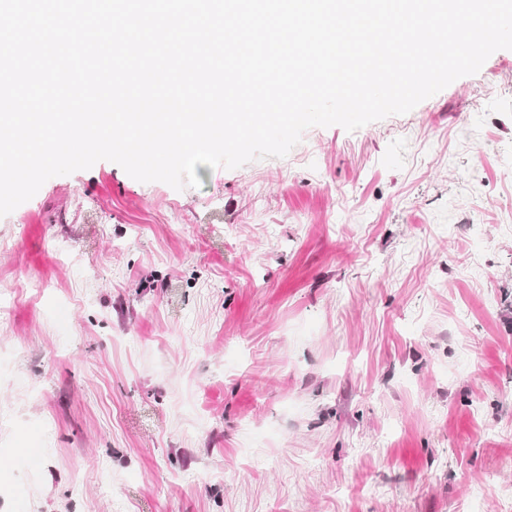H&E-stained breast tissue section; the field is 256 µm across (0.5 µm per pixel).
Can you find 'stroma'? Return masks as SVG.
Returning a JSON list of instances; mask_svg holds the SVG:
<instances>
[{
  "label": "stroma",
  "mask_w": 512,
  "mask_h": 512,
  "mask_svg": "<svg viewBox=\"0 0 512 512\" xmlns=\"http://www.w3.org/2000/svg\"><path fill=\"white\" fill-rule=\"evenodd\" d=\"M196 175L0 217V512H512V50Z\"/></svg>",
  "instance_id": "35a3bbf8"
}]
</instances>
